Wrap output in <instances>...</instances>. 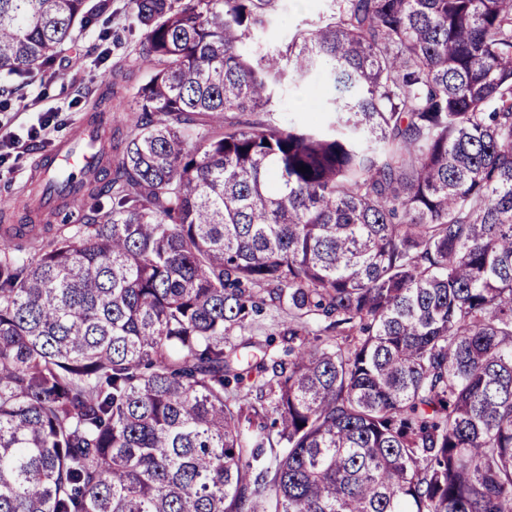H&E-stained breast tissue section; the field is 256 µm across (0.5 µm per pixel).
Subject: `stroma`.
Masks as SVG:
<instances>
[{
  "instance_id": "obj_1",
  "label": "stroma",
  "mask_w": 512,
  "mask_h": 512,
  "mask_svg": "<svg viewBox=\"0 0 512 512\" xmlns=\"http://www.w3.org/2000/svg\"><path fill=\"white\" fill-rule=\"evenodd\" d=\"M107 14L119 39L101 41L98 28L91 27L75 33L74 40L65 46L52 65L31 75L0 74V87H15L14 97L6 109L10 114L7 124L0 127V137H18L20 148L0 159V225L39 224L58 227L60 223H80L81 212L65 218L40 210L35 199L37 191L30 178L39 155L50 150L67 135L75 124L97 112L112 115L111 133L114 140H123L127 131V113L116 111L118 101L128 99L134 87L147 80L150 70L139 55L141 32L127 4V0H110ZM329 95L324 76H315L304 89H285L277 96L283 119L305 121L310 111L319 108ZM40 97V109L21 112L20 99ZM51 111L53 121L36 138H29L31 127L39 125L43 111ZM272 321H264L252 338H245L233 330L224 338L225 345H244L247 361L243 368L244 385H252L258 378L256 369L263 356L282 357L284 344L274 340L271 346L261 347L272 328Z\"/></svg>"
}]
</instances>
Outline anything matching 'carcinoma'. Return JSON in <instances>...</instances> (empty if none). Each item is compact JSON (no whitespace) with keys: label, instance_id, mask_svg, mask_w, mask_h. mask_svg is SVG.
Instances as JSON below:
<instances>
[{"label":"carcinoma","instance_id":"1","mask_svg":"<svg viewBox=\"0 0 512 512\" xmlns=\"http://www.w3.org/2000/svg\"><path fill=\"white\" fill-rule=\"evenodd\" d=\"M129 4L150 75L84 223L0 234V512H512V0H330L276 46L286 0ZM106 10L0 0V72ZM318 73L326 122H280ZM275 320L274 318H268L266 321L263 322L258 328L257 331L253 334V336H250L249 334L241 335L238 330H232L228 333L227 336H224V346L229 347L230 345H239L247 342L248 339L252 337V341H264L266 338V334L270 333V329L272 327H276L273 324H276V321H280L281 318L277 317V314H275ZM275 340L271 346L267 348V355L264 356L265 348L259 347L257 344L250 346L246 345V348H240V351L244 352L246 361L249 362V365L245 364L241 367L243 369V386L247 389L250 385H252L258 378V372L256 369V364L259 363L263 357H265L266 361L269 362L271 357H281L286 358L283 353V347L285 344L281 341L280 336H274Z\"/></svg>","mask_w":512,"mask_h":512}]
</instances>
